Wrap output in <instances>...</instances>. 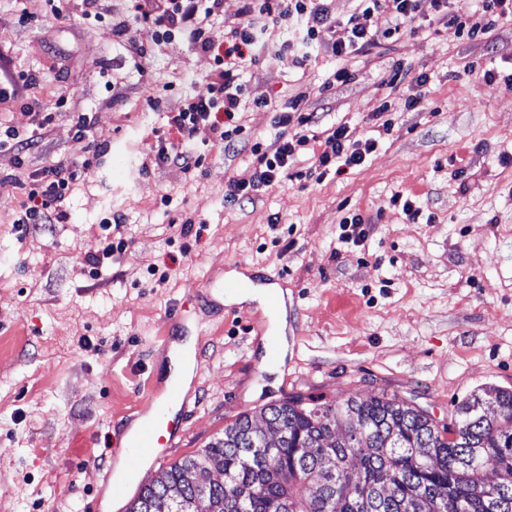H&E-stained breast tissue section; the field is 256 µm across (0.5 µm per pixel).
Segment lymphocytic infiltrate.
Segmentation results:
<instances>
[{"mask_svg":"<svg viewBox=\"0 0 512 512\" xmlns=\"http://www.w3.org/2000/svg\"><path fill=\"white\" fill-rule=\"evenodd\" d=\"M242 20L229 31L222 53H215L205 31L223 0H157V6L140 18L155 29L156 40L184 35L198 50L214 55L216 68L205 82L188 95L178 111L168 115L167 136L156 137L149 149L158 164H175L193 173L199 157L193 145L199 126H209L215 144L230 149L242 143L243 124L238 116L246 109L242 76L264 54L274 53L295 68H304L319 51L336 58L368 55L383 42L398 35L402 25L419 20L452 24L468 35H486L503 18H512V0H480L479 14L448 0H359L345 22L333 17L329 0H240ZM388 14L393 26L377 29L370 20ZM345 36H338V29ZM306 93H298L276 108V135L270 144L252 143L253 168L248 177L229 180L224 200L236 203L261 193L287 177L297 158L310 143L317 120L306 109ZM376 148L374 140L351 141L346 124L327 131L322 151L315 154L309 174L345 172L362 166ZM90 160L42 167L31 182L20 183L30 205L22 217L26 224H57L65 219L60 205L76 182L87 174Z\"/></svg>","mask_w":512,"mask_h":512,"instance_id":"lymphocytic-infiltrate-1","label":"lymphocytic infiltrate"}]
</instances>
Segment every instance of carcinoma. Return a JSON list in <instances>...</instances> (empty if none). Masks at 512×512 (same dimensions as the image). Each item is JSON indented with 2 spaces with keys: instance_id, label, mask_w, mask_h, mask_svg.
<instances>
[{
  "instance_id": "obj_1",
  "label": "carcinoma",
  "mask_w": 512,
  "mask_h": 512,
  "mask_svg": "<svg viewBox=\"0 0 512 512\" xmlns=\"http://www.w3.org/2000/svg\"><path fill=\"white\" fill-rule=\"evenodd\" d=\"M139 489L126 512H512V390L485 384L446 424L384 393L270 403ZM497 467L490 485L485 465Z\"/></svg>"
}]
</instances>
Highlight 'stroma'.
Segmentation results:
<instances>
[{"mask_svg":"<svg viewBox=\"0 0 512 512\" xmlns=\"http://www.w3.org/2000/svg\"><path fill=\"white\" fill-rule=\"evenodd\" d=\"M134 5L98 0L88 19L80 0L60 17L44 0H0V68L35 76L0 97V125L37 139L24 153L0 149V179L95 159L62 223H20L26 196L0 192V512H94L95 499L96 512H114L99 476L120 463L147 390L166 387L161 343L181 314L200 366L173 462L297 393L338 404L383 392L443 424L481 385L512 390V80L481 78L512 70V19L484 39L413 22L368 56L342 63L323 51L302 71L266 55L243 75L246 99L281 105L304 91L319 129L342 122L352 140L380 142L363 166L228 205L224 185L250 169V152L223 151L200 126L202 162L189 177L148 149L214 56L180 34L154 42ZM24 8L35 22L21 19ZM398 62L427 83L387 87ZM342 64L354 79L327 85ZM415 93L426 110L394 112L379 133L384 97ZM34 100L54 114L36 135ZM398 192L418 219L392 208ZM349 210L367 220L359 246L340 240ZM110 215L123 217L127 246L93 276L82 258ZM188 219L204 223L199 237L182 236ZM243 266L275 277L281 316L219 293ZM260 317L280 323L277 361L253 327Z\"/></svg>","mask_w":512,"mask_h":512,"instance_id":"stroma-1","label":"stroma"}]
</instances>
